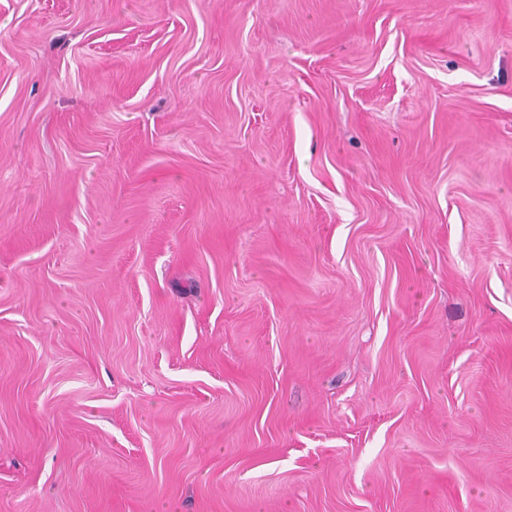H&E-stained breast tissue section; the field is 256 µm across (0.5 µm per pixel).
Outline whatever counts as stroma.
Returning a JSON list of instances; mask_svg holds the SVG:
<instances>
[{
	"label": "stroma",
	"instance_id": "stroma-1",
	"mask_svg": "<svg viewBox=\"0 0 512 512\" xmlns=\"http://www.w3.org/2000/svg\"><path fill=\"white\" fill-rule=\"evenodd\" d=\"M0 512H512V0H0Z\"/></svg>",
	"mask_w": 512,
	"mask_h": 512
}]
</instances>
